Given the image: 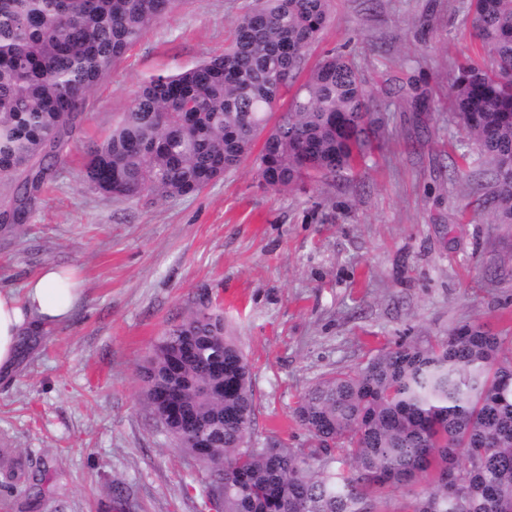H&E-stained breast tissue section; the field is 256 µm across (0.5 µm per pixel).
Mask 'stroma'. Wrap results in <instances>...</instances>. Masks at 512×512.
Listing matches in <instances>:
<instances>
[{
  "label": "stroma",
  "instance_id": "1",
  "mask_svg": "<svg viewBox=\"0 0 512 512\" xmlns=\"http://www.w3.org/2000/svg\"><path fill=\"white\" fill-rule=\"evenodd\" d=\"M251 0H181L92 90L21 232L0 231V285L76 268L72 319L31 338L0 376V476L24 459L39 480L0 486V512H201L204 474L143 404L139 368L200 304L216 306L251 366L254 436L308 445L302 394L378 350L478 323L512 332V224H499L463 158L448 90L481 56L469 0H331L308 51L350 53L381 128L347 181L274 191L255 156L201 192L128 201L82 179L139 86L223 53ZM426 85L431 109L407 91ZM193 492H185V485Z\"/></svg>",
  "mask_w": 512,
  "mask_h": 512
}]
</instances>
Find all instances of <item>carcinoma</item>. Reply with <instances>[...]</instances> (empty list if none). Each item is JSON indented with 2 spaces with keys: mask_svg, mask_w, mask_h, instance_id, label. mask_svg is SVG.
Segmentation results:
<instances>
[{
  "mask_svg": "<svg viewBox=\"0 0 512 512\" xmlns=\"http://www.w3.org/2000/svg\"><path fill=\"white\" fill-rule=\"evenodd\" d=\"M179 0H0V179L17 183L8 218L24 223L87 99ZM330 0H254L224 53L143 82L112 133L86 151L85 179L136 200L193 195L256 157L262 184L347 180L377 119L350 57L306 53ZM491 66L461 65L458 124L495 176L496 221L512 224V0H470ZM286 111L271 121L281 100ZM147 408L207 473L213 512H380L390 487L412 512H512V336L466 325L379 351L306 391L294 411L309 447L252 440L249 363L205 305L172 325L140 369ZM459 495L448 498V474Z\"/></svg>",
  "mask_w": 512,
  "mask_h": 512,
  "instance_id": "carcinoma-1",
  "label": "carcinoma"
}]
</instances>
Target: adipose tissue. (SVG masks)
I'll use <instances>...</instances> for the list:
<instances>
[{
  "mask_svg": "<svg viewBox=\"0 0 512 512\" xmlns=\"http://www.w3.org/2000/svg\"><path fill=\"white\" fill-rule=\"evenodd\" d=\"M80 289L62 269L47 265L23 291L0 289V373H11L20 355L23 333L48 323H67Z\"/></svg>",
  "mask_w": 512,
  "mask_h": 512,
  "instance_id": "ef3b65f1",
  "label": "adipose tissue"
}]
</instances>
